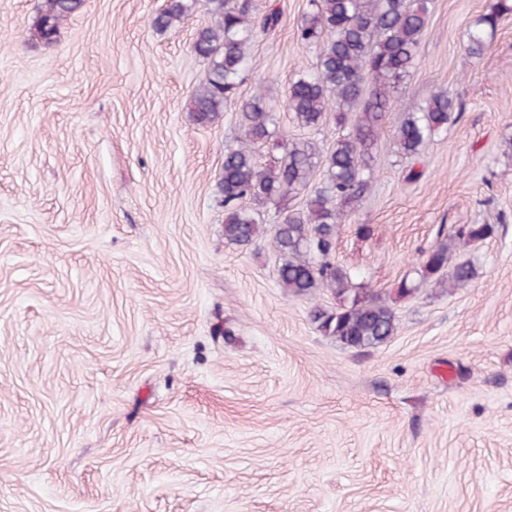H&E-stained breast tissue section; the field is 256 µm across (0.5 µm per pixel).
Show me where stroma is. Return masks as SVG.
Listing matches in <instances>:
<instances>
[{
  "mask_svg": "<svg viewBox=\"0 0 512 512\" xmlns=\"http://www.w3.org/2000/svg\"><path fill=\"white\" fill-rule=\"evenodd\" d=\"M497 2L431 0L375 188L336 237L399 319L353 348L311 320L333 294L281 288L271 237L224 240L237 101L262 93L306 134L286 97L317 62L308 0H253L279 22L205 126L204 0L163 33L164 0H85L52 44L42 0H0V512H512V12L464 49ZM441 90L461 116L410 163L395 127ZM462 224L494 228L476 277L394 295ZM512 5H508L506 0H500L498 5L490 13L482 15L475 23L473 28L467 33V51L469 54H479L485 45V34L487 29L496 27L498 17L506 11H511Z\"/></svg>",
  "mask_w": 512,
  "mask_h": 512,
  "instance_id": "obj_1",
  "label": "stroma"
}]
</instances>
